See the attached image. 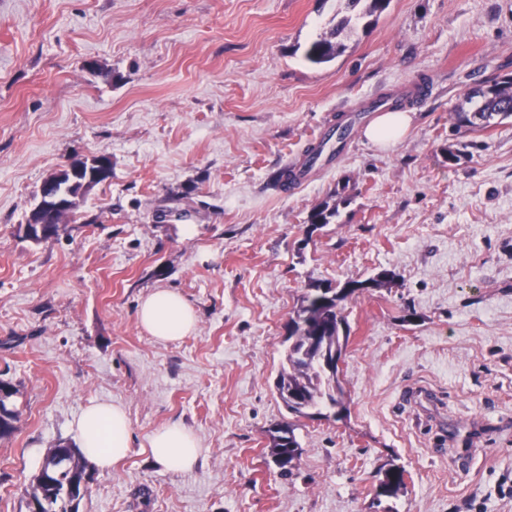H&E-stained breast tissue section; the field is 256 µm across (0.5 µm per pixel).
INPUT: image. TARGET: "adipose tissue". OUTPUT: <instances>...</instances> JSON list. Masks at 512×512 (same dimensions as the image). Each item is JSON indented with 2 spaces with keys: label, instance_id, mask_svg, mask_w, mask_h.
Masks as SVG:
<instances>
[{
  "label": "adipose tissue",
  "instance_id": "1",
  "mask_svg": "<svg viewBox=\"0 0 512 512\" xmlns=\"http://www.w3.org/2000/svg\"><path fill=\"white\" fill-rule=\"evenodd\" d=\"M138 323L153 338L174 342L191 334L197 324L194 307L178 292L157 288L139 304ZM70 431L85 454L103 471L117 469L131 448L130 421L120 404L94 400L70 424ZM143 451L164 471L193 470L204 450L195 433L179 423L166 425L147 436Z\"/></svg>",
  "mask_w": 512,
  "mask_h": 512
}]
</instances>
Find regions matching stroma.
Returning a JSON list of instances; mask_svg holds the SVG:
<instances>
[{
    "instance_id": "stroma-1",
    "label": "stroma",
    "mask_w": 512,
    "mask_h": 512,
    "mask_svg": "<svg viewBox=\"0 0 512 512\" xmlns=\"http://www.w3.org/2000/svg\"><path fill=\"white\" fill-rule=\"evenodd\" d=\"M340 0H0V378L17 393L0 438V512L71 442L92 400L121 404L132 444L93 470L78 512H512V120L454 132L476 82L512 75V0H390L330 63L305 58ZM424 85L406 136L362 131L381 95ZM358 131L284 194L269 177L340 110ZM471 143L449 164L445 150ZM105 153L111 179L60 236L23 227L35 192ZM351 201L308 232L312 208ZM394 283L349 299L341 417L304 418L292 477L268 456L288 420L275 389L288 324L311 284ZM181 293L195 332L160 342L138 324L151 290ZM410 384L437 416L400 403ZM192 427L204 456L165 472L153 430ZM486 431L433 455L442 424ZM405 489L377 494L385 469Z\"/></svg>"
}]
</instances>
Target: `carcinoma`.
Returning <instances> with one entry per match:
<instances>
[{"mask_svg":"<svg viewBox=\"0 0 512 512\" xmlns=\"http://www.w3.org/2000/svg\"><path fill=\"white\" fill-rule=\"evenodd\" d=\"M347 11L336 21L329 34L313 40L305 51V58L312 64L321 65L336 59L344 52L345 41L351 39L357 27L370 26L388 8L390 0H345ZM409 101V95L389 93L371 105V109L383 108L395 112ZM469 108L453 112V127L456 130H483L505 119H512V76L483 82L466 95ZM336 200L324 201L312 208L308 232L331 223L339 215V205L347 204L345 190L334 193ZM395 274L381 269L372 277L359 281L348 280L341 285L315 284L301 296L291 319L292 341L288 345L287 366L282 368L276 380V390L294 418H310L320 406L334 408L341 404L336 391L341 385L336 373L328 370L326 358L344 350L348 339L347 323L342 315V302L369 289L389 287ZM18 413L14 403L0 399V436H8L15 430ZM297 425L293 422L277 423L268 429L269 454L279 466L281 475L287 477L299 461L302 448L295 435ZM55 478L58 490L51 493L33 477L24 487V496L40 504L41 512H77L73 500L61 494L67 484L82 480L88 464L78 447H68L63 453ZM405 470L392 465L384 472L377 486V495L395 497L405 488Z\"/></svg>","mask_w":512,"mask_h":512,"instance_id":"obj_1","label":"carcinoma"}]
</instances>
